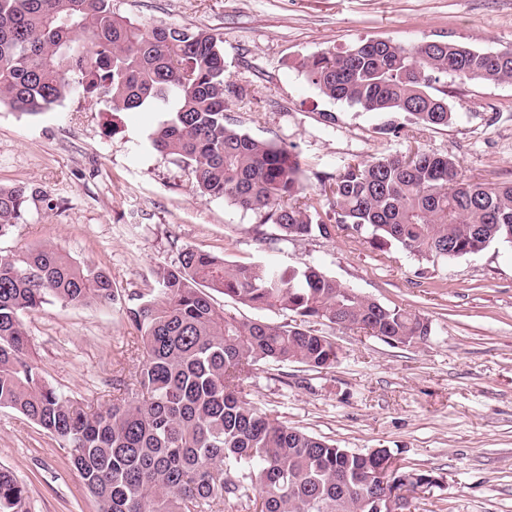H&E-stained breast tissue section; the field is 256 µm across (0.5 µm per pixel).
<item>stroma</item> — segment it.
Returning a JSON list of instances; mask_svg holds the SVG:
<instances>
[{
    "instance_id": "stroma-1",
    "label": "stroma",
    "mask_w": 512,
    "mask_h": 512,
    "mask_svg": "<svg viewBox=\"0 0 512 512\" xmlns=\"http://www.w3.org/2000/svg\"><path fill=\"white\" fill-rule=\"evenodd\" d=\"M112 10L219 35L229 114L250 136L294 147L314 194L318 176L402 151L405 141L377 134L378 114L323 97L300 70L305 58L379 39L512 50V0H112ZM448 102L459 121L418 131L421 146L454 155L467 180L512 181V82L452 80ZM329 112L335 123L325 121ZM161 118L152 107L114 115L82 97L38 115L0 104V185L34 192L0 251L53 245L104 269L119 293L78 308L54 300L26 316L30 356L45 379L95 407L120 397L142 356L123 307L149 292L153 268L181 249L230 264H313L365 296L425 315L433 334L400 345L317 325L339 350L336 365L261 366L247 381L249 400L339 447L386 448L432 473L439 484L415 500V512H512V246L427 263L396 247L375 250L354 232L278 240L259 214L197 194L151 148ZM0 468L25 487L31 512L99 510L67 449L9 408H0Z\"/></svg>"
}]
</instances>
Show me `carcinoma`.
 I'll return each mask as SVG.
<instances>
[{"instance_id": "obj_1", "label": "carcinoma", "mask_w": 512, "mask_h": 512, "mask_svg": "<svg viewBox=\"0 0 512 512\" xmlns=\"http://www.w3.org/2000/svg\"><path fill=\"white\" fill-rule=\"evenodd\" d=\"M300 68L324 97L379 114L377 133L389 138L458 121L437 83L512 81V55L449 41L367 40ZM230 94L213 33L132 22L112 12V0H0V102L18 112L39 114L70 96L96 97L109 112L154 106L164 119L150 135L153 149L187 171L200 194L262 215L286 239L352 230L379 250L397 246L427 262L512 245V182L466 181L452 156L408 137L402 152L316 176L328 185L323 201L305 192L294 148L253 138L228 117ZM30 195L26 185L0 187V237L20 223ZM325 204L332 224L322 218ZM153 278V291L125 307L143 349L136 392L94 410L31 363L24 317L48 297L74 307L114 302L112 278L52 246L0 253V408L68 449L99 512H214L230 498L243 512H374L375 495L395 489L397 508L411 512L410 494L437 484L405 467L383 480L389 449L338 448L243 396L255 366L336 364V344L312 323L411 345L432 335L429 318L311 264H228L185 248ZM215 292L293 319H239L216 306ZM0 512H29L26 489L3 469Z\"/></svg>"}]
</instances>
